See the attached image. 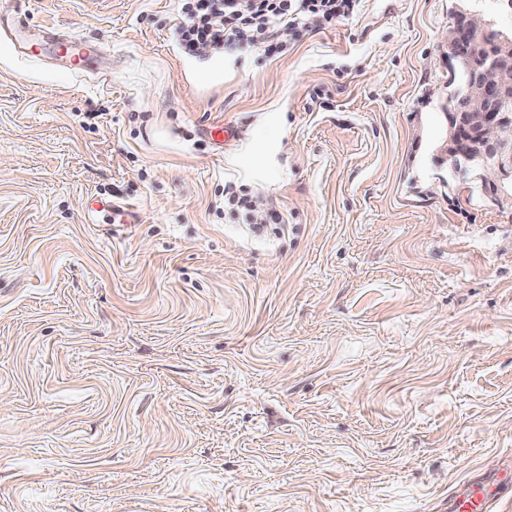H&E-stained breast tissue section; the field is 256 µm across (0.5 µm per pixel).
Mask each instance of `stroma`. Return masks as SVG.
<instances>
[{
  "mask_svg": "<svg viewBox=\"0 0 512 512\" xmlns=\"http://www.w3.org/2000/svg\"><path fill=\"white\" fill-rule=\"evenodd\" d=\"M21 8L107 55L0 23V512H446L506 470L512 202L445 117L456 13L510 35L501 0H358L273 57L183 55L179 0ZM28 33L29 30L21 21L16 20L15 35L22 39L28 49L37 46L41 54L51 53L63 59L70 72L83 74L86 71L89 45L83 39L62 31L56 34V38L46 40L34 35L27 36Z\"/></svg>",
  "mask_w": 512,
  "mask_h": 512,
  "instance_id": "obj_1",
  "label": "stroma"
}]
</instances>
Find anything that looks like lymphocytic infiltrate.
<instances>
[{
	"label": "lymphocytic infiltrate",
	"mask_w": 512,
	"mask_h": 512,
	"mask_svg": "<svg viewBox=\"0 0 512 512\" xmlns=\"http://www.w3.org/2000/svg\"><path fill=\"white\" fill-rule=\"evenodd\" d=\"M356 0H180L181 22L174 30L179 50L212 52H284L280 25L325 28L351 13Z\"/></svg>",
	"instance_id": "lymphocytic-infiltrate-1"
}]
</instances>
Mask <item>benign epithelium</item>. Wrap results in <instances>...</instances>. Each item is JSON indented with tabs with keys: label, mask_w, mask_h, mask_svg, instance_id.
I'll use <instances>...</instances> for the list:
<instances>
[{
	"label": "benign epithelium",
	"mask_w": 512,
	"mask_h": 512,
	"mask_svg": "<svg viewBox=\"0 0 512 512\" xmlns=\"http://www.w3.org/2000/svg\"><path fill=\"white\" fill-rule=\"evenodd\" d=\"M448 54L461 62L460 89L448 100V162L480 180L487 199L500 202L512 180V39L481 16L460 11Z\"/></svg>",
	"instance_id": "7a95c632"
}]
</instances>
